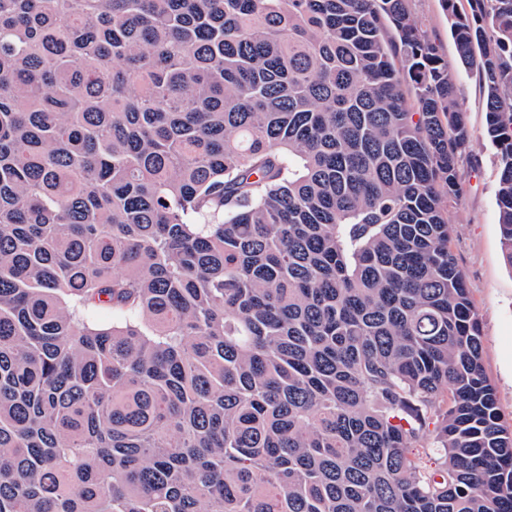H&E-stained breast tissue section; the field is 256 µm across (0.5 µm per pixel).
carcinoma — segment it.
Here are the masks:
<instances>
[{
    "mask_svg": "<svg viewBox=\"0 0 512 512\" xmlns=\"http://www.w3.org/2000/svg\"><path fill=\"white\" fill-rule=\"evenodd\" d=\"M443 2L512 262V0ZM470 139L408 0H0V512H512Z\"/></svg>",
    "mask_w": 512,
    "mask_h": 512,
    "instance_id": "1",
    "label": "carcinoma"
}]
</instances>
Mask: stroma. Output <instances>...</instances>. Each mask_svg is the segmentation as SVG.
I'll list each match as a JSON object with an SVG mask.
<instances>
[{"label": "stroma", "mask_w": 512, "mask_h": 512, "mask_svg": "<svg viewBox=\"0 0 512 512\" xmlns=\"http://www.w3.org/2000/svg\"><path fill=\"white\" fill-rule=\"evenodd\" d=\"M413 16L457 73V99L472 133L462 152L461 196L448 207L451 252L465 273L483 336V364L497 389L502 423L512 428V264L502 246L497 206L498 156L486 139V100L477 68L462 67L442 0H408Z\"/></svg>", "instance_id": "stroma-1"}]
</instances>
